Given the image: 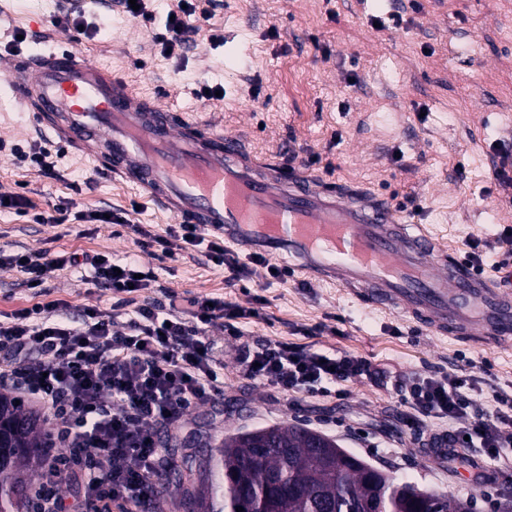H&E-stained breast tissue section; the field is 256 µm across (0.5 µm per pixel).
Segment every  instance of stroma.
I'll return each instance as SVG.
<instances>
[{
  "instance_id": "stroma-1",
  "label": "stroma",
  "mask_w": 512,
  "mask_h": 512,
  "mask_svg": "<svg viewBox=\"0 0 512 512\" xmlns=\"http://www.w3.org/2000/svg\"><path fill=\"white\" fill-rule=\"evenodd\" d=\"M60 3L0 0V54L21 30L27 39L18 52L81 51L122 71L138 91L210 121L252 156L282 164L290 148L301 165L317 155L312 174L404 205L406 221L440 249L459 257L468 239L490 244L485 273L502 281L493 264L508 249L500 236L512 227V188L499 186L496 170L502 156L512 157V0H214L189 51L172 57L116 0H86L94 29L77 39L53 24ZM375 18L383 30L373 28ZM205 85L223 88V99L198 98ZM47 138L0 87V141L7 145L0 194L24 191L39 212L71 199L112 209L135 204V222L164 233L169 221L155 205L73 151L57 158L52 176L11 152ZM1 245L115 258L134 252L156 275L146 296L191 292L258 307V317L242 320L239 338L211 331L224 364V398L197 409L188 426L199 434L197 456L209 457L228 435L299 424L419 489L472 503V512H501L512 501V455L488 462L489 478L475 483L465 462L429 454L430 436L455 431L460 421L433 419L420 434L402 424L400 406L413 382L466 368L491 405L496 392H512V347L431 333L329 283L281 282L259 271L247 286H232L202 252L172 259L139 253L131 234L113 224H33L0 211ZM43 289L75 309L114 303L80 269L48 273ZM257 295L263 305H255ZM322 324L329 332L313 335ZM269 339L365 358L371 374L341 383L338 398L286 399L240 371V347Z\"/></svg>"
}]
</instances>
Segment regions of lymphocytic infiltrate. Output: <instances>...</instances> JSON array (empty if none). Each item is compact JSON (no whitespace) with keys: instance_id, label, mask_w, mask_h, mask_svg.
Segmentation results:
<instances>
[{"instance_id":"lymphocytic-infiltrate-1","label":"lymphocytic infiltrate","mask_w":512,"mask_h":512,"mask_svg":"<svg viewBox=\"0 0 512 512\" xmlns=\"http://www.w3.org/2000/svg\"><path fill=\"white\" fill-rule=\"evenodd\" d=\"M164 21V53L189 48L195 21H208L199 0H177ZM52 216L32 211L20 192L0 195V210L30 217L33 223L101 224L128 227L141 250L174 257L205 247L214 265L228 272L227 283L249 278L254 267L275 268L276 279L288 269L272 266L260 253L240 260L223 238L203 240L193 224L169 225L155 234L133 223L129 211L104 210L75 201L52 206ZM84 267L96 287L111 290L117 302L102 310L71 311L59 300L37 302L0 319V390L22 394L41 404L51 426L52 446L34 492L39 512H65L58 477L82 471L89 479L70 507L74 512H145L159 474V430L182 424L199 406L224 393V374L213 356L211 328L239 335V320L257 317L221 298L191 295L163 308L141 292L155 276L141 271L134 258L112 259L101 253H69L0 248V269L19 273L25 284L44 282L48 272ZM243 374L286 397L325 395L330 385L364 375L365 359L331 358L283 340H269L239 354ZM470 376L444 373L413 383L402 397L404 422L419 431L427 419L464 420L448 440L449 448L469 446L497 458L512 447V394L499 393L493 408L474 395Z\"/></svg>"}]
</instances>
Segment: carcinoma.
<instances>
[{
  "mask_svg": "<svg viewBox=\"0 0 512 512\" xmlns=\"http://www.w3.org/2000/svg\"><path fill=\"white\" fill-rule=\"evenodd\" d=\"M46 420L0 394V428L6 464L0 468V512H34L32 477L40 473L44 448L49 445ZM276 438L291 449L282 455L259 440L229 435L218 448L219 475L209 472L207 484L188 488L184 472L193 469L192 455L163 449L166 483L181 497L182 506L212 512L207 497L222 498L220 512H366L375 502L385 512H419L418 488L410 483L370 481L361 468L336 448L309 447L305 431L296 425L275 427ZM433 512H465V503L437 494Z\"/></svg>",
  "mask_w": 512,
  "mask_h": 512,
  "instance_id": "obj_1",
  "label": "carcinoma"
}]
</instances>
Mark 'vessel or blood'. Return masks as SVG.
<instances>
[{
    "instance_id": "obj_1",
    "label": "vessel or blood",
    "mask_w": 512,
    "mask_h": 512,
    "mask_svg": "<svg viewBox=\"0 0 512 512\" xmlns=\"http://www.w3.org/2000/svg\"><path fill=\"white\" fill-rule=\"evenodd\" d=\"M0 81L39 127L177 222L268 257L288 254L309 280L437 333L512 341V289L410 232L391 204L243 156L232 136L74 50L0 58Z\"/></svg>"
}]
</instances>
